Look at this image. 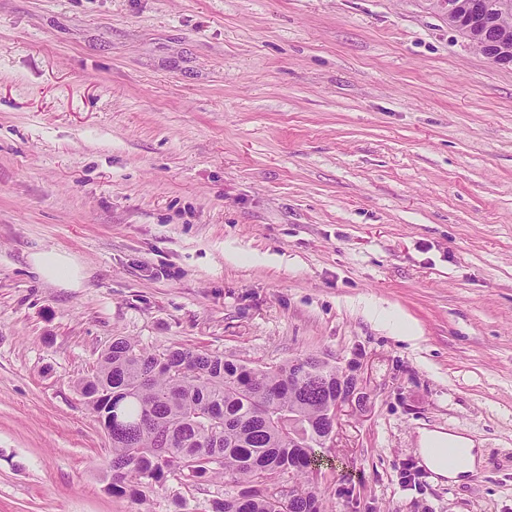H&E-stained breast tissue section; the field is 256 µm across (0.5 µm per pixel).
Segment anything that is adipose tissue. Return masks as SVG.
Here are the masks:
<instances>
[{"label": "adipose tissue", "mask_w": 512, "mask_h": 512, "mask_svg": "<svg viewBox=\"0 0 512 512\" xmlns=\"http://www.w3.org/2000/svg\"><path fill=\"white\" fill-rule=\"evenodd\" d=\"M30 262L47 282L64 288L81 287L84 279L82 267L68 254L58 250H45L31 255ZM419 452L424 465L435 475L455 482L475 473L481 463L479 450L472 440L437 430H424L420 433ZM453 446L461 455L457 465H448L436 450L442 446Z\"/></svg>", "instance_id": "obj_1"}]
</instances>
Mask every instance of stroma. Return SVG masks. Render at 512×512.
Here are the masks:
<instances>
[{
    "label": "stroma",
    "mask_w": 512,
    "mask_h": 512,
    "mask_svg": "<svg viewBox=\"0 0 512 512\" xmlns=\"http://www.w3.org/2000/svg\"><path fill=\"white\" fill-rule=\"evenodd\" d=\"M116 336L357 363L330 512H512V66L440 0H0V512H139L78 387ZM31 265L47 282L64 288L81 287L83 268L75 260L58 250H45L30 256ZM419 444V452L424 465L435 475L454 482H460L465 476L475 473L482 461L479 450L475 448V443L461 435H452L437 430H421ZM444 445H451L459 450L461 461L457 465L448 467V461L435 453L434 448Z\"/></svg>",
    "instance_id": "stroma-1"
}]
</instances>
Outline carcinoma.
Listing matches in <instances>:
<instances>
[{
	"label": "carcinoma",
	"instance_id": "1",
	"mask_svg": "<svg viewBox=\"0 0 512 512\" xmlns=\"http://www.w3.org/2000/svg\"><path fill=\"white\" fill-rule=\"evenodd\" d=\"M489 37L512 42V15L492 12ZM315 359L249 366L199 350H148L119 336L80 383L112 442L108 490L141 497L170 475L195 487L222 474L232 484L212 512H325L307 485L288 502L282 474L307 476L327 413L336 405V378L310 377ZM307 423V439L288 437V410Z\"/></svg>",
	"mask_w": 512,
	"mask_h": 512
}]
</instances>
